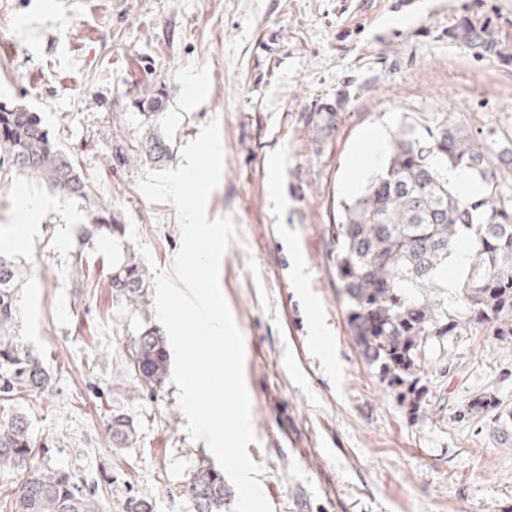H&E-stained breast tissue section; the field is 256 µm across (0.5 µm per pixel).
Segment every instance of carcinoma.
<instances>
[{"instance_id":"obj_1","label":"carcinoma","mask_w":512,"mask_h":512,"mask_svg":"<svg viewBox=\"0 0 512 512\" xmlns=\"http://www.w3.org/2000/svg\"><path fill=\"white\" fill-rule=\"evenodd\" d=\"M451 37L471 49L512 60L509 45L494 25L463 16ZM139 107L157 112L163 97L145 89ZM170 146L159 135L145 146L115 156L160 163ZM468 174L480 186L474 195L448 182V170ZM21 173L68 200L89 201L88 187L70 155L53 141L37 113L22 105H0V179ZM123 233L112 212L97 208L80 227L71 275L80 288L89 275L88 250L94 240ZM336 242V283L346 296L351 336L362 355L398 381L413 374L427 355L449 336L488 324L499 338L512 340V139L504 144L477 137L444 119L425 133L402 130L394 138L387 162L364 190L343 205L332 225ZM466 246L468 264L459 276L456 305L443 307L427 297L438 287L448 258ZM112 293L129 304L142 302L146 270L128 259L102 272ZM23 272L10 254L0 252V399L20 391H41L50 375L41 360L14 342L11 330L19 316ZM130 366L141 380L160 387L170 355L166 337L144 325L130 339ZM107 430L120 447L133 439L130 418L114 411ZM29 423L22 413L0 422V471L24 479L3 505L4 512H100L96 498L75 477L38 463ZM188 492L195 512L224 507V475L201 468Z\"/></svg>"}]
</instances>
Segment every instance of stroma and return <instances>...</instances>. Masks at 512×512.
<instances>
[{
    "label": "stroma",
    "mask_w": 512,
    "mask_h": 512,
    "mask_svg": "<svg viewBox=\"0 0 512 512\" xmlns=\"http://www.w3.org/2000/svg\"><path fill=\"white\" fill-rule=\"evenodd\" d=\"M464 15L512 44V0H88L71 13L0 0V102L40 114L92 202L135 224L160 267L180 247L176 210L139 190L149 162L118 167L112 152L160 135L174 169L218 119L224 170L207 212L240 236L219 284L244 341L247 451L273 512H512V343L486 326L449 337L416 370L411 409L356 346L331 260L329 227L355 196L368 130L420 134L448 119L512 136V64L449 38ZM147 86L163 110L135 107ZM23 198L43 203L32 233L20 231ZM88 216L30 178L0 182V239L25 236L19 340L51 377L0 420L26 414L47 464L78 476L102 512L133 496L195 512L188 484L217 461L189 436L177 386H147L129 367L131 337L158 322L153 296L140 308L103 280L75 287ZM487 392L506 413L468 414ZM114 411L136 428L123 448L106 433Z\"/></svg>",
    "instance_id": "35a3bbf8"
}]
</instances>
